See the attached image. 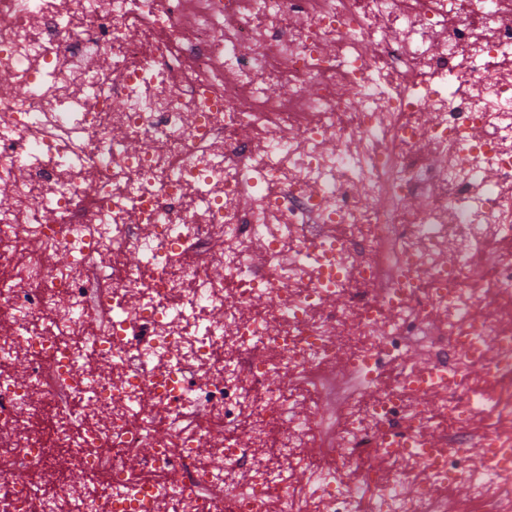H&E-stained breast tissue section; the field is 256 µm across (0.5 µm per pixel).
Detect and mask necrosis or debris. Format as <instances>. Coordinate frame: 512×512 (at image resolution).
<instances>
[{"label": "necrosis or debris", "instance_id": "1", "mask_svg": "<svg viewBox=\"0 0 512 512\" xmlns=\"http://www.w3.org/2000/svg\"><path fill=\"white\" fill-rule=\"evenodd\" d=\"M511 48L512 0H0V512H512L463 454L512 447Z\"/></svg>", "mask_w": 512, "mask_h": 512}]
</instances>
